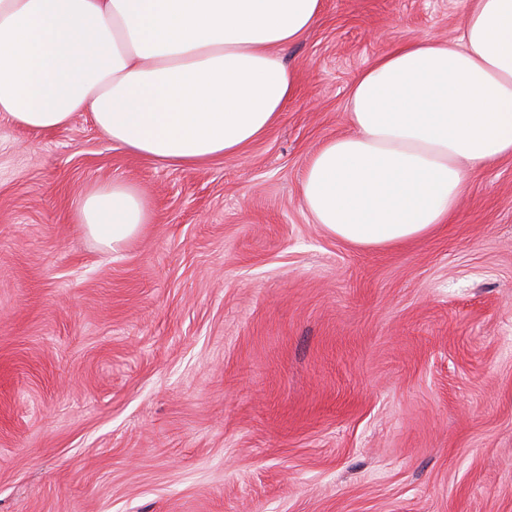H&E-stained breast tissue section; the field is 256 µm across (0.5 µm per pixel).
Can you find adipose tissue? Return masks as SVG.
<instances>
[{
	"mask_svg": "<svg viewBox=\"0 0 512 512\" xmlns=\"http://www.w3.org/2000/svg\"><path fill=\"white\" fill-rule=\"evenodd\" d=\"M322 0H0V113L44 132L74 113L129 153L172 166L238 154L280 119L297 75L279 51ZM349 134L301 181L314 223L356 247L389 248L447 223L470 169L512 157V0H468L459 39L376 57L355 79ZM115 180L77 221L116 251L150 223Z\"/></svg>",
	"mask_w": 512,
	"mask_h": 512,
	"instance_id": "1",
	"label": "adipose tissue"
}]
</instances>
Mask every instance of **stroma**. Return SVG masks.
<instances>
[{"instance_id":"1","label":"stroma","mask_w":512,"mask_h":512,"mask_svg":"<svg viewBox=\"0 0 512 512\" xmlns=\"http://www.w3.org/2000/svg\"><path fill=\"white\" fill-rule=\"evenodd\" d=\"M467 8L324 0L278 124L200 165L0 115V512H512V159L393 248L300 199L359 73ZM115 179L153 217L112 251L76 209Z\"/></svg>"}]
</instances>
